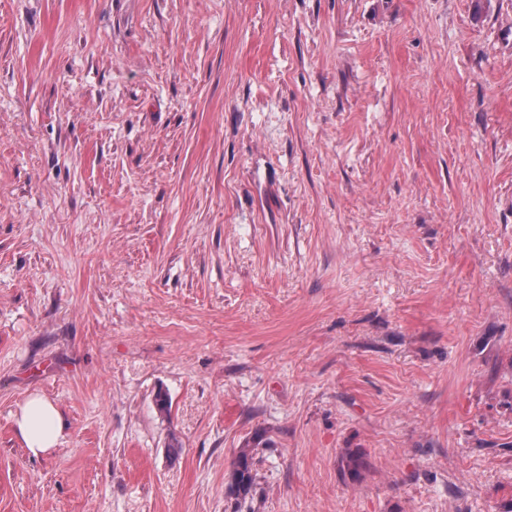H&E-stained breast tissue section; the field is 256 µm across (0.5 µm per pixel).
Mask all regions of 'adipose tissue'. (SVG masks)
<instances>
[{
  "mask_svg": "<svg viewBox=\"0 0 512 512\" xmlns=\"http://www.w3.org/2000/svg\"><path fill=\"white\" fill-rule=\"evenodd\" d=\"M14 424L28 452L39 457L56 448L64 428V419L54 402L35 392L17 411Z\"/></svg>",
  "mask_w": 512,
  "mask_h": 512,
  "instance_id": "adipose-tissue-1",
  "label": "adipose tissue"
}]
</instances>
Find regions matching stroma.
Here are the masks:
<instances>
[{
	"instance_id": "obj_1",
	"label": "stroma",
	"mask_w": 512,
	"mask_h": 512,
	"mask_svg": "<svg viewBox=\"0 0 512 512\" xmlns=\"http://www.w3.org/2000/svg\"><path fill=\"white\" fill-rule=\"evenodd\" d=\"M0 512H512V0H0ZM14 424L28 452L39 457L56 448L64 428V419L54 402L34 392L20 406ZM255 485V475L252 468V457L246 449L239 452L233 463L231 474V489L237 497L246 499Z\"/></svg>"
}]
</instances>
